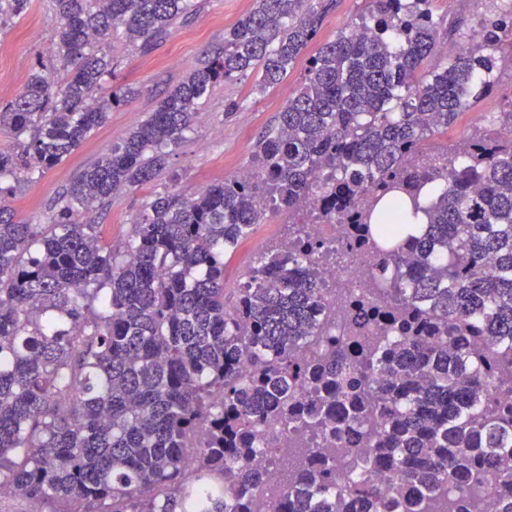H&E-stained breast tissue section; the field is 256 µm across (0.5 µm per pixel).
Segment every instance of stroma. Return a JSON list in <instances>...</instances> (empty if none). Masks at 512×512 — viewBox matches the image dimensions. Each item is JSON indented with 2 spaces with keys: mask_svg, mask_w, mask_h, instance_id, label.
Returning a JSON list of instances; mask_svg holds the SVG:
<instances>
[{
  "mask_svg": "<svg viewBox=\"0 0 512 512\" xmlns=\"http://www.w3.org/2000/svg\"><path fill=\"white\" fill-rule=\"evenodd\" d=\"M369 5V0H337L335 9L325 15L315 42L307 48V55H314L321 43L349 30ZM253 6L254 0H202L197 12L177 21L167 40L152 53L119 50L118 82L135 89L132 102L112 110L107 121L78 150L11 197L16 220L47 223L52 215L50 203L57 193L145 120L164 92L203 56L221 47L225 29ZM497 7L496 0H433L432 12L439 23L440 41L448 44L463 40L474 45L481 38L475 30L477 16L493 14ZM54 17L53 0H31L27 15L6 36H0V103L12 100L23 90L36 54L50 45ZM497 65L494 92L465 110L448 132L430 139L426 151L442 150L469 137H493L499 133V125L488 122L486 116L502 111L512 101V54L501 53ZM303 73L302 67H295L278 86L261 95L253 92V81L249 78L230 80L216 88L203 105L184 145L171 156L165 175L153 187L113 195L101 219L102 243L115 247L125 242L151 191L162 190L170 175L178 176L179 190L190 196L251 167L258 138L274 125L278 112L297 91ZM232 100L239 102V109L225 111V104ZM287 222V215L268 214L265 224L255 228L227 264L226 287H236L245 280L259 255L287 233Z\"/></svg>",
  "mask_w": 512,
  "mask_h": 512,
  "instance_id": "stroma-1",
  "label": "stroma"
}]
</instances>
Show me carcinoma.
I'll return each mask as SVG.
<instances>
[{
    "label": "carcinoma",
    "mask_w": 512,
    "mask_h": 512,
    "mask_svg": "<svg viewBox=\"0 0 512 512\" xmlns=\"http://www.w3.org/2000/svg\"><path fill=\"white\" fill-rule=\"evenodd\" d=\"M57 22L23 91L0 106V492L54 512H258L266 470L284 488L267 512H463L494 481L512 512V109L505 133L425 155L426 141L496 85L499 32L448 45L431 0H370L323 43L300 88L256 144L252 177L143 206L123 247L79 216L155 183L205 98L253 74L264 92L316 39L336 0H255L222 48L190 69L121 142L60 192L48 224L4 206L15 184L63 162L114 107L117 43L142 54L194 0H54ZM29 0H0V33ZM340 225L361 250L373 296L349 300L346 335L314 270L325 243L270 248L242 287L224 270L268 213ZM425 216L416 226L411 219ZM488 352L468 356L472 336ZM322 352L303 357L313 344ZM279 428L343 441L392 474L341 484L334 448L282 459Z\"/></svg>",
    "instance_id": "cac0c4a2"
}]
</instances>
